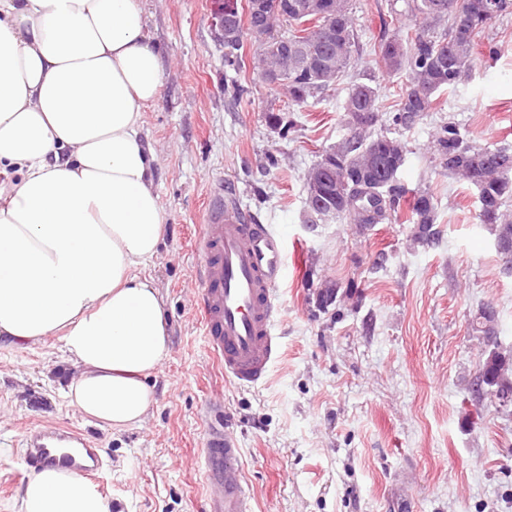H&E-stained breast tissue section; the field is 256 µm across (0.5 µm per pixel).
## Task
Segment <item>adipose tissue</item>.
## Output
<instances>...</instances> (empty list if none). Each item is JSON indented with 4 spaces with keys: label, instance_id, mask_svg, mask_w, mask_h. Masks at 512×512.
Listing matches in <instances>:
<instances>
[{
    "label": "adipose tissue",
    "instance_id": "ef3b65f1",
    "mask_svg": "<svg viewBox=\"0 0 512 512\" xmlns=\"http://www.w3.org/2000/svg\"><path fill=\"white\" fill-rule=\"evenodd\" d=\"M142 0H0V337L58 338L65 398L110 432L156 403L170 349L162 298L140 269L166 215L142 138L161 92ZM17 512H111L83 477L31 473Z\"/></svg>",
    "mask_w": 512,
    "mask_h": 512
}]
</instances>
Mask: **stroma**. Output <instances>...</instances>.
<instances>
[{
	"label": "stroma",
	"mask_w": 512,
	"mask_h": 512,
	"mask_svg": "<svg viewBox=\"0 0 512 512\" xmlns=\"http://www.w3.org/2000/svg\"><path fill=\"white\" fill-rule=\"evenodd\" d=\"M350 2L359 49L348 77L296 106L261 77L252 38L242 99L225 91L210 0H143L163 69L142 128L166 214L144 269L171 341L152 379L157 402L142 423L106 431L64 398L57 339L24 346L1 337L0 512H13L30 473L24 432L53 424L88 431L101 448L108 468L95 485L112 512H206L210 404L223 405L242 449L254 512H512V407L473 395L487 342L470 326L479 307L492 306L496 341L512 353V269L476 219L477 189L438 165L432 138L451 121L477 146L512 150V12L487 26L468 76L439 94L436 111L404 130L390 107L409 74L380 68L373 48L412 28L405 0ZM356 82L378 90L373 133L406 144L401 182L437 204L432 244L414 242L405 207L365 227L306 220V173L349 134L343 105ZM272 109L280 126L267 121ZM219 196L288 246V277L277 289L280 356L253 386L224 376L198 321L192 242ZM326 281L340 291L322 309Z\"/></svg>",
	"instance_id": "stroma-1"
}]
</instances>
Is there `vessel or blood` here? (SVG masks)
Here are the masks:
<instances>
[{
  "label": "vessel or blood",
  "instance_id": "b4317fda",
  "mask_svg": "<svg viewBox=\"0 0 512 512\" xmlns=\"http://www.w3.org/2000/svg\"><path fill=\"white\" fill-rule=\"evenodd\" d=\"M198 312L208 348L227 378L261 383L279 354L275 334L285 279V240L269 225L247 223L238 207L216 199L195 241ZM25 458L34 469H60L96 479L106 461L88 432L63 426L24 434ZM242 450L222 410L206 416L203 471L208 512H253L238 461Z\"/></svg>",
  "mask_w": 512,
  "mask_h": 512
}]
</instances>
